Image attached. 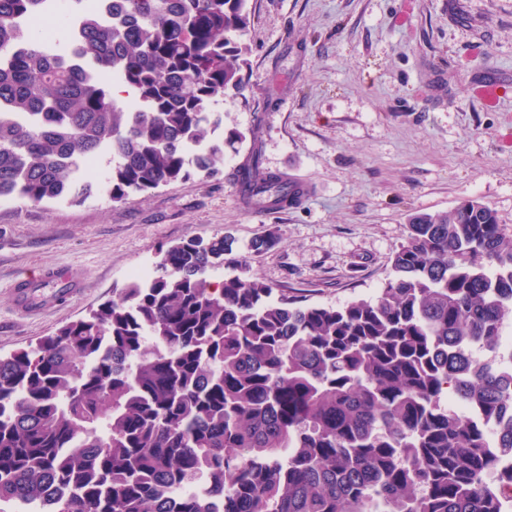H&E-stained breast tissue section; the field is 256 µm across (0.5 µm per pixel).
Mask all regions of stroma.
Listing matches in <instances>:
<instances>
[{
	"label": "stroma",
	"mask_w": 512,
	"mask_h": 512,
	"mask_svg": "<svg viewBox=\"0 0 512 512\" xmlns=\"http://www.w3.org/2000/svg\"><path fill=\"white\" fill-rule=\"evenodd\" d=\"M245 85L219 110L242 143L218 175L115 203L0 200V356L36 345L113 298L167 247L228 236L275 246L253 273L286 294L340 306L374 296L415 212L474 199L512 225V0H249ZM259 149L263 171L312 186L299 206L243 208L230 180ZM73 265L83 296L30 319L18 275Z\"/></svg>",
	"instance_id": "1"
}]
</instances>
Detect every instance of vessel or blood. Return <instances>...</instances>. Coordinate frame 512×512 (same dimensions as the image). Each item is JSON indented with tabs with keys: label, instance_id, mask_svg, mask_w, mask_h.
<instances>
[{
	"label": "vessel or blood",
	"instance_id": "b4317fda",
	"mask_svg": "<svg viewBox=\"0 0 512 512\" xmlns=\"http://www.w3.org/2000/svg\"><path fill=\"white\" fill-rule=\"evenodd\" d=\"M84 288L81 269L63 266L45 268L35 279L16 277L8 291L17 311L30 318H38L48 309L77 298Z\"/></svg>",
	"mask_w": 512,
	"mask_h": 512
}]
</instances>
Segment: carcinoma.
<instances>
[{"label": "carcinoma", "mask_w": 512, "mask_h": 512, "mask_svg": "<svg viewBox=\"0 0 512 512\" xmlns=\"http://www.w3.org/2000/svg\"><path fill=\"white\" fill-rule=\"evenodd\" d=\"M249 0H112V23L78 13L74 50L42 44L52 0H0V198L82 203L75 160L105 151L110 197L192 173L224 146L207 126L241 70ZM108 72L135 97L128 110ZM264 211L312 189L233 172ZM378 294L304 304L250 274L259 239L224 235L162 252L151 278L36 346L0 358V512H507L512 369L498 365L512 320V226L467 200L414 213ZM229 264L236 274L206 273ZM475 410L463 415L443 399Z\"/></svg>", "instance_id": "1"}]
</instances>
